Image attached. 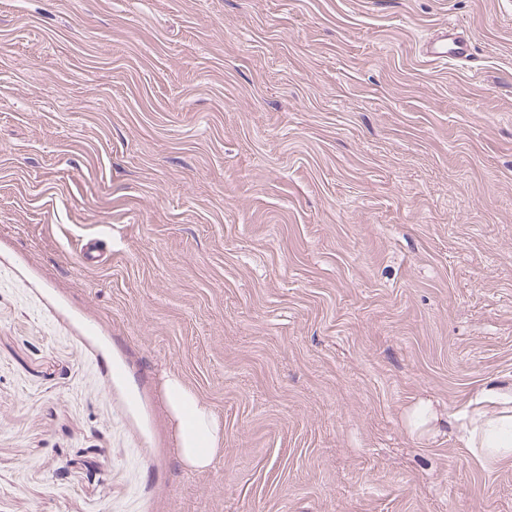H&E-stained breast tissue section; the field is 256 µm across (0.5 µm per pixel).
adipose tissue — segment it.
Masks as SVG:
<instances>
[{
	"label": "adipose tissue",
	"mask_w": 512,
	"mask_h": 512,
	"mask_svg": "<svg viewBox=\"0 0 512 512\" xmlns=\"http://www.w3.org/2000/svg\"><path fill=\"white\" fill-rule=\"evenodd\" d=\"M168 409L177 429L178 454L184 465L206 470L218 450L219 427L212 410L179 377L165 383ZM406 432L425 440L441 431L458 436L480 463L495 466L512 461V385L482 384L458 411L448 412L426 399L403 414Z\"/></svg>",
	"instance_id": "ef3b65f1"
}]
</instances>
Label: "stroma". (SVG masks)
Here are the masks:
<instances>
[{
  "label": "stroma",
  "instance_id": "stroma-1",
  "mask_svg": "<svg viewBox=\"0 0 512 512\" xmlns=\"http://www.w3.org/2000/svg\"><path fill=\"white\" fill-rule=\"evenodd\" d=\"M491 379L512 0H0V512H512V462L403 426ZM470 55V43L452 25L445 26L440 36L428 42L425 48V57L433 64L465 61ZM165 396L175 420L182 463L197 471L206 470L219 450V427L212 410L178 376L167 379Z\"/></svg>",
  "mask_w": 512,
  "mask_h": 512
}]
</instances>
